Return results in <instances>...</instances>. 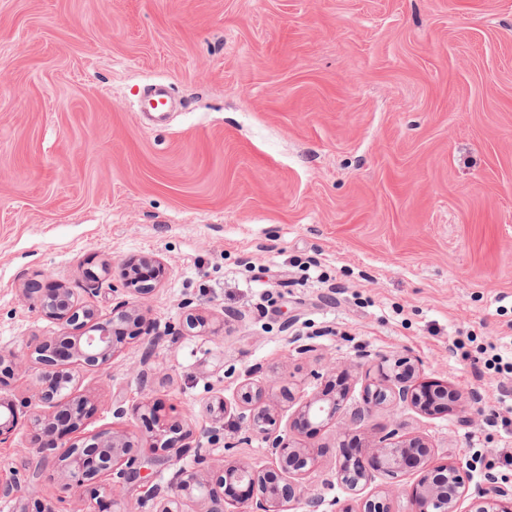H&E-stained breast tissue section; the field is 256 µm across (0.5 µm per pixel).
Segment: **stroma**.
Here are the masks:
<instances>
[{"mask_svg":"<svg viewBox=\"0 0 512 512\" xmlns=\"http://www.w3.org/2000/svg\"><path fill=\"white\" fill-rule=\"evenodd\" d=\"M153 83L177 102L157 126L138 110ZM141 256L165 266L146 302L163 335L150 385L135 340L78 368L71 392L96 406L81 435L146 433L153 401L198 428L224 395L233 447L204 444L199 472L216 485L225 461L271 464L261 437L236 443L246 370L285 433L311 394L341 379L356 408L379 358L408 356L417 382L480 402L382 404L366 431L299 435L323 512L348 499L338 460L394 428L433 463L512 489V374L483 366L490 347L512 357V0H0V350L25 356L57 330L23 299L27 280L107 316ZM188 299L208 330L188 327ZM41 437L20 419L0 476L24 474ZM190 463L146 467L118 496L69 488L51 463L39 494L0 512H127Z\"/></svg>","mask_w":512,"mask_h":512,"instance_id":"35a3bbf8","label":"stroma"}]
</instances>
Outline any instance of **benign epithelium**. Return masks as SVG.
<instances>
[{"label": "benign epithelium", "mask_w": 512, "mask_h": 512, "mask_svg": "<svg viewBox=\"0 0 512 512\" xmlns=\"http://www.w3.org/2000/svg\"><path fill=\"white\" fill-rule=\"evenodd\" d=\"M145 264L151 276L160 273L161 262L153 257L129 262L120 271L125 286L126 298L112 306V316L102 317L98 309L90 304H79L74 293L68 288H44L38 282H30L24 289V297L32 308L58 325L56 335L49 336L29 345L28 359L45 370L48 384L42 388L36 400L27 397H12L0 393V441L8 438L16 429L18 417L29 414L31 425L43 422L58 425L60 432L43 440L36 448L28 451L29 472L27 484L22 486L17 479L0 478V503H10L25 491L36 492L40 470L58 459L65 463V473L69 485L80 487L91 479H100L112 486V491L120 492L140 480L143 462L138 448L146 444L159 450L151 459L153 464L169 461L168 452L174 439L168 437L171 429L158 422L156 428L143 440L134 441L124 434L105 437L91 436L82 445L63 443V437L80 428L89 415L86 402L65 395L73 384L74 375L66 364L75 363L83 367H98L107 364L118 351L119 340L115 333L131 323L138 325L144 318L141 300L148 297L154 286L144 277H138L133 268ZM89 327L87 336L71 335V329ZM388 359L380 358L376 376L364 388V407L351 413L346 432H357L365 427L372 407L385 402L407 405L424 415L442 413L455 405L463 407L478 400L475 391L463 392L459 389L439 384L416 386L412 383L415 366L410 359L401 357L394 366H386ZM17 357L12 353H0V389L15 375ZM256 370L246 371L239 383L237 397L248 411L238 414L239 432L243 437L239 443L250 441L251 435L259 434L266 444L267 454L272 463L284 476L285 483H279L272 475L264 476L261 471L245 463L224 466L227 489L213 486L199 480L195 470L178 469L166 488H154L150 496L154 498L153 512H186V500L198 495L210 504L207 512H225L227 490L245 487L258 490L260 496H249L235 500L240 505L237 512H282L286 503L303 505L304 512H320L324 499L319 495L306 496L300 485L294 483L308 465L309 450L295 445L283 437L276 428V420L263 406L264 390L253 381ZM346 400L343 390L332 398L313 394L305 400L297 412L296 423L310 429H317L336 420ZM194 431H185L176 455L194 453L195 463H209L210 457L194 448ZM423 443L418 438H405L394 428L381 436L371 448L366 461L354 465L342 462L336 471V480L353 497L360 498L359 510L345 506L340 512H389L388 498L373 499L361 497L375 474L382 473L396 478L408 469H416L421 476L408 494L407 512H512V501L503 498L509 492L499 485L495 475H485V483L475 486L469 492L470 469L456 461L433 465L421 454ZM470 499L468 509L462 510L465 499Z\"/></svg>", "instance_id": "benign-epithelium-1"}]
</instances>
